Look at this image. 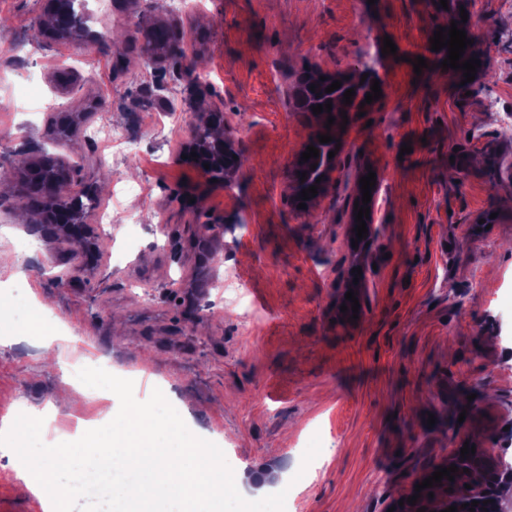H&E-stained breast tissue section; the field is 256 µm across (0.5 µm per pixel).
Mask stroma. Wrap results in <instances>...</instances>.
Here are the masks:
<instances>
[{
  "mask_svg": "<svg viewBox=\"0 0 512 512\" xmlns=\"http://www.w3.org/2000/svg\"><path fill=\"white\" fill-rule=\"evenodd\" d=\"M81 39L34 36L46 0H0V161L47 147L97 198L98 251L78 263L20 224L18 177L0 193V301L20 335L0 343V421L49 409L43 440L79 439L118 399L66 373L107 362L135 397L160 389L192 433L220 439L243 497L286 491L285 512H387L469 443L493 454L512 426V0H91ZM467 12L474 81L440 68L430 40ZM165 23L181 61L144 63ZM396 54H382L384 38ZM377 58L382 96L347 125L288 105L318 72L360 84ZM427 66L415 73L412 60ZM79 117L62 128L57 108ZM229 119L239 153L228 181L184 158L205 113ZM123 129L126 155L95 139ZM336 171L299 208L289 173L322 133ZM411 145L401 154L402 145ZM383 190L367 291L342 320L348 225L359 176ZM111 181H102L103 173ZM489 228L480 229V220ZM435 424H428V417ZM321 451L303 455L312 437Z\"/></svg>",
  "mask_w": 512,
  "mask_h": 512,
  "instance_id": "stroma-1",
  "label": "stroma"
}]
</instances>
